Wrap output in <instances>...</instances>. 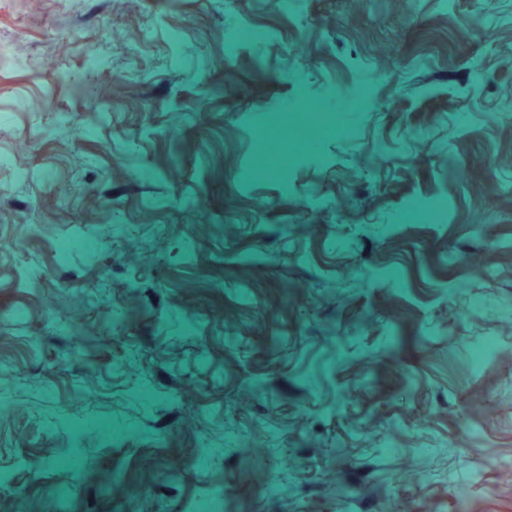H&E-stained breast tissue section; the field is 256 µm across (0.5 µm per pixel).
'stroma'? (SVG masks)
<instances>
[{"instance_id":"obj_1","label":"stroma","mask_w":512,"mask_h":512,"mask_svg":"<svg viewBox=\"0 0 512 512\" xmlns=\"http://www.w3.org/2000/svg\"><path fill=\"white\" fill-rule=\"evenodd\" d=\"M485 3L42 0L33 17L0 0V402L19 409L0 419V512H138L144 492L155 512H512V0ZM128 27L144 44L113 38ZM88 72L99 94L81 98ZM311 104L333 125L267 179L254 155ZM164 153L179 183L154 167ZM449 155L498 193L453 178ZM90 205L110 228L81 223ZM476 250L492 277L469 274ZM75 295L78 330L61 313ZM130 301L145 317L102 336ZM256 430L264 452L241 453ZM113 474L132 497L104 496Z\"/></svg>"}]
</instances>
